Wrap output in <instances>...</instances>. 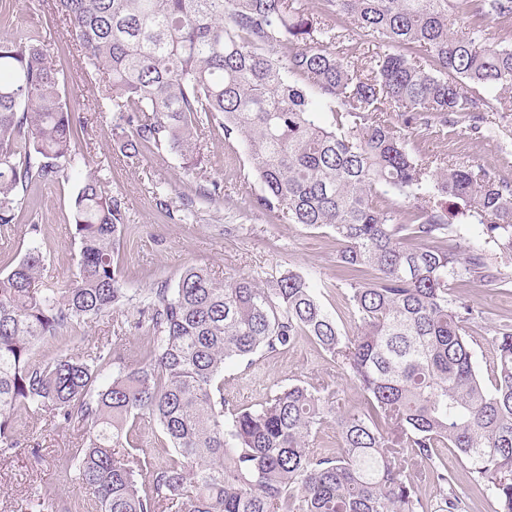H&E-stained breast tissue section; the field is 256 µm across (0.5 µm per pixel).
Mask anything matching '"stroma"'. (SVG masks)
Listing matches in <instances>:
<instances>
[{
    "label": "stroma",
    "instance_id": "stroma-1",
    "mask_svg": "<svg viewBox=\"0 0 512 512\" xmlns=\"http://www.w3.org/2000/svg\"><path fill=\"white\" fill-rule=\"evenodd\" d=\"M18 33L50 41L64 100L87 119L85 130L76 136V148L87 167L106 178L108 189L122 203L125 223L138 227L135 235L122 241L115 257L118 274L128 287L145 290L164 281L175 282L190 266L207 268L217 279L238 273L263 277L291 268L314 281L329 282L321 301L331 315H345L335 241L328 230L288 224L277 214L254 206L262 188L250 173L241 144H225L220 135L208 138L207 162L193 172L184 169L180 158L168 150L125 157L112 137L111 113L96 109V76L77 57L51 0H0V39ZM407 137L421 161L451 155L461 162L493 168L512 181V136L474 139L461 129L449 128L440 136L411 129ZM211 180L222 183L223 199L184 215V198ZM76 190L72 178L36 181L29 186L9 236L0 235V272L8 271L36 245L44 256V282L60 288L70 284L79 250L70 215ZM33 224L40 225L39 236H31ZM492 263L499 272L498 284L476 280L458 290L482 313L470 338L480 364L491 355L494 330L512 327V260L496 257ZM135 317L132 307L102 315L72 329L69 336L44 339L35 346L34 358L42 361L63 352L88 351L98 340L111 336L114 320ZM299 381L325 387L341 410L362 403L349 377L306 339L286 352L258 354L251 361L228 365L224 400L233 407L255 405L274 386ZM16 426L19 450L0 455V512H48L42 505L48 491L61 497L69 512H94L88 490L78 482L61 479L76 442V429L40 413L19 414ZM440 454L454 476L458 512H492V500L477 491L466 465L450 449H441Z\"/></svg>",
    "mask_w": 512,
    "mask_h": 512
}]
</instances>
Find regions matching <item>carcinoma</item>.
<instances>
[{"label":"carcinoma","instance_id":"obj_1","mask_svg":"<svg viewBox=\"0 0 512 512\" xmlns=\"http://www.w3.org/2000/svg\"><path fill=\"white\" fill-rule=\"evenodd\" d=\"M462 2L473 22L458 36L451 0H323L318 15L306 0H54L123 154L167 148L193 171L205 135L241 142L263 187L255 206L342 244L350 328L321 303L333 284L290 269L219 281L189 267L173 284L131 290L114 267L131 225L104 179L81 173L74 280L45 285L36 246L0 273V452L18 448L22 411L79 428L64 473L97 512H449L452 478L436 458L450 448L494 512H512V329L495 332L484 378L468 340L479 315L451 285L498 277L483 248L441 246L453 233L448 197L512 258V182L452 159L420 162L404 133H503L512 46L488 41L483 23L511 21L512 0ZM345 16L379 48L367 72L329 49L355 36L336 26ZM82 125L47 45L1 39V231L32 182L78 171ZM390 192L411 203L407 217ZM195 196L215 202L221 185ZM127 306L130 327L151 331L137 366L117 365L122 325L86 356L33 359L45 338ZM302 337L355 383L361 410L338 411L301 383L224 407L227 364ZM144 416L161 431L160 464L130 440ZM330 421L339 446L317 453ZM420 462L440 490L434 504L413 473Z\"/></svg>","mask_w":512,"mask_h":512}]
</instances>
